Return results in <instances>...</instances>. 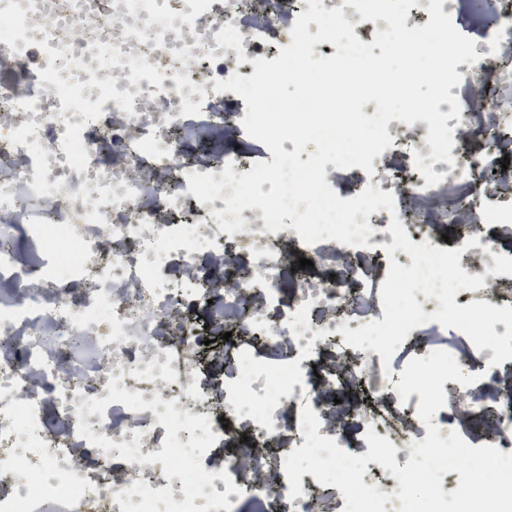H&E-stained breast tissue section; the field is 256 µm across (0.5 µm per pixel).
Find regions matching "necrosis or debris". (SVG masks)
Masks as SVG:
<instances>
[{
    "label": "necrosis or debris",
    "mask_w": 512,
    "mask_h": 512,
    "mask_svg": "<svg viewBox=\"0 0 512 512\" xmlns=\"http://www.w3.org/2000/svg\"><path fill=\"white\" fill-rule=\"evenodd\" d=\"M306 0H0V512H239L264 494L272 512H328L309 473L290 497L276 482H242L243 465L269 471L267 448L282 431L280 405L327 410L318 382L362 392L348 412L398 455L427 436L418 394L395 389L412 357L446 349L438 323L412 329L397 358L344 342L343 329L383 320L380 286L364 271L410 266L387 255L399 219L411 242L453 251L468 238L487 286L454 301L512 306V0H444L462 32L479 34L476 63L457 65L459 118L449 116L451 162L432 165L427 186L412 160L390 151L366 186L393 193L396 214L368 217L369 245L336 244L344 265L325 271L320 244L295 229L267 230L247 208L229 234L215 218L232 193L200 202L187 176L225 166L250 172L243 107L216 80L255 72L291 42ZM446 200L442 213L427 197ZM454 224L453 240L434 228ZM222 259L234 288H216L194 257ZM250 258L249 273L239 267ZM310 267L299 268V258ZM292 268V288L281 273ZM224 377L211 374L201 339H221ZM352 363L340 373L324 350ZM225 459H217L218 449Z\"/></svg>",
    "instance_id": "4bbe7bcc"
}]
</instances>
